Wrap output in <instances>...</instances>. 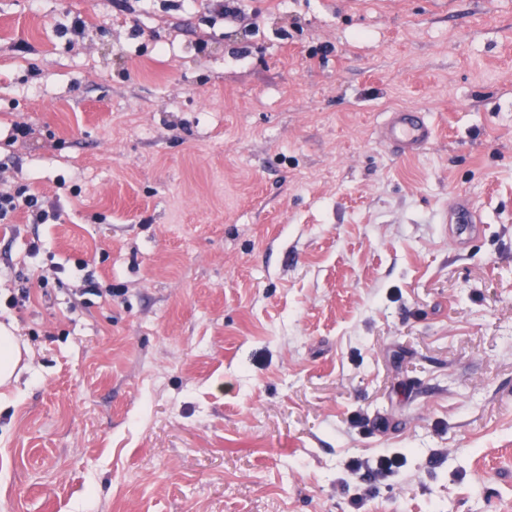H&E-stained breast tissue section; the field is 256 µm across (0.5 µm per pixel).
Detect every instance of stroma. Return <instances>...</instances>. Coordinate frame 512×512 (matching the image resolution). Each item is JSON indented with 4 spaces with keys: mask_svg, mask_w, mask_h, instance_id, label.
<instances>
[{
    "mask_svg": "<svg viewBox=\"0 0 512 512\" xmlns=\"http://www.w3.org/2000/svg\"><path fill=\"white\" fill-rule=\"evenodd\" d=\"M214 3L0 0V512H512V0ZM381 139L398 155H412L421 152L434 140V128L422 112H391ZM21 198V200H20ZM22 207L27 209V212L34 214V221L41 224L46 223L48 220L54 218V214L42 208L39 204V198L36 194H28L24 197L20 196L18 192L2 191L0 190V222L1 224H8L9 219ZM456 211V224L454 234L457 238L468 237L477 231L481 223L479 212L466 200L458 199L454 204ZM26 347L11 329L0 326V386H8L18 377Z\"/></svg>",
    "mask_w": 512,
    "mask_h": 512,
    "instance_id": "1",
    "label": "stroma"
}]
</instances>
